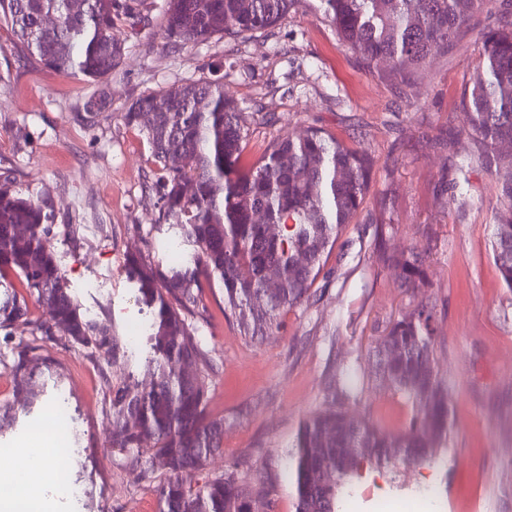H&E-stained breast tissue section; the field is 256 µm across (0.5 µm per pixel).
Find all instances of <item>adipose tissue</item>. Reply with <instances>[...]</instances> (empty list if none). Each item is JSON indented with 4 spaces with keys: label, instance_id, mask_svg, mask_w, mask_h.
Wrapping results in <instances>:
<instances>
[{
    "label": "adipose tissue",
    "instance_id": "ef3b65f1",
    "mask_svg": "<svg viewBox=\"0 0 512 512\" xmlns=\"http://www.w3.org/2000/svg\"><path fill=\"white\" fill-rule=\"evenodd\" d=\"M65 443L60 431L20 442L18 452L30 457L36 468L31 471L9 466L0 471V479L12 487L10 493L0 496V512H54V502L44 492L63 486L58 462L66 451Z\"/></svg>",
    "mask_w": 512,
    "mask_h": 512
}]
</instances>
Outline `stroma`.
I'll return each instance as SVG.
<instances>
[{"label":"stroma","instance_id":"stroma-1","mask_svg":"<svg viewBox=\"0 0 512 512\" xmlns=\"http://www.w3.org/2000/svg\"><path fill=\"white\" fill-rule=\"evenodd\" d=\"M164 4L149 0L139 24L116 19L125 55L95 82L39 67L0 28V181L47 202L48 239L72 296L120 340L108 359L29 329L0 330V407L13 400V362L23 347L43 346L58 363L30 416L0 434V451L29 438L66 400L78 425L66 461L82 492L59 497L58 512H125L128 494L141 498L142 512H158L154 484L110 445L109 390L150 381L143 367L150 316L136 301L130 251L165 269L189 261L193 248L161 221L150 146L123 114L144 94L205 79L222 83L244 114L245 161L282 134L311 127L376 161L362 210L328 254L309 300L288 311L274 335H240L224 317L220 289H203L197 338L211 359L207 414L224 421V451L206 474L258 484L269 463L283 462L302 420L332 408L402 430L419 408L382 383L375 347L397 318L427 305L450 410L440 459L411 465L408 480L361 463L339 510L512 512V289L491 250L498 183L477 164L465 180L449 179L474 150L461 99L480 36L497 27L498 13H473L455 46L435 53L401 89L341 47L318 0H296L273 28L179 51L164 31ZM92 96L104 108L88 111ZM385 241L399 253H423V283L401 286L397 269L379 258Z\"/></svg>","mask_w":512,"mask_h":512}]
</instances>
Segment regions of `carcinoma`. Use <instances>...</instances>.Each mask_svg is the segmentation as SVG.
Listing matches in <instances>:
<instances>
[{
    "mask_svg": "<svg viewBox=\"0 0 512 512\" xmlns=\"http://www.w3.org/2000/svg\"><path fill=\"white\" fill-rule=\"evenodd\" d=\"M295 0H166L173 47L215 36L237 37L287 19ZM496 0H319L341 45L371 73L406 87L431 53L457 42L469 16ZM140 14L136 0H0V27L12 30L32 60L51 71L96 81L118 67L124 44L113 33L118 16ZM484 52L472 65L462 108L479 163L498 178L501 207L492 250L512 289V18L481 35ZM148 140L159 177L162 219L195 247L193 265L162 271L145 257L129 260L137 301L154 314L146 389L118 388L110 396L111 447L132 453L139 477L158 479L159 512H269L266 476L256 488L231 474L191 485L222 451L224 420L206 414L208 387L184 366L209 368L185 313L202 282L224 294V317L254 340L277 330L282 316L309 299L323 258L364 203L374 159L333 135L310 128L284 134L252 164L241 163L247 131L238 104L217 82L197 80L146 94L124 113ZM47 204L0 184V284L13 276L45 309L29 317L26 299L0 300V329L33 328L46 337L92 346L110 358L117 337L107 324L80 312L56 264L44 224ZM404 285L423 278L419 255L395 260ZM433 308L404 314L376 347L382 379L397 393L424 403L405 428L388 433L337 410L311 416L286 453L295 512H337L339 494L360 461L423 464L447 437L448 392L435 370ZM402 349V357L386 354ZM28 345L14 363V402L0 412V433L39 401L52 357Z\"/></svg>",
    "mask_w": 512,
    "mask_h": 512,
    "instance_id": "1",
    "label": "carcinoma"
}]
</instances>
